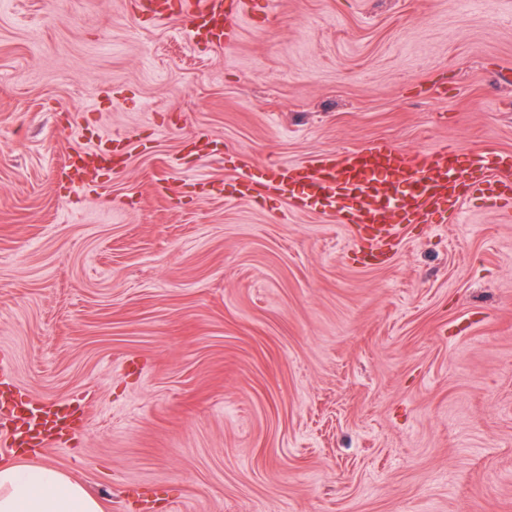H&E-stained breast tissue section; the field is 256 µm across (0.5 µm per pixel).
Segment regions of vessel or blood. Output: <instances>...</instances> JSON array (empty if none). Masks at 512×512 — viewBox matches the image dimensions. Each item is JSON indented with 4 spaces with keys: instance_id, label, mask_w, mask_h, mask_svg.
Returning a JSON list of instances; mask_svg holds the SVG:
<instances>
[{
    "instance_id": "1",
    "label": "vessel or blood",
    "mask_w": 512,
    "mask_h": 512,
    "mask_svg": "<svg viewBox=\"0 0 512 512\" xmlns=\"http://www.w3.org/2000/svg\"><path fill=\"white\" fill-rule=\"evenodd\" d=\"M246 0H183L181 23L192 36L233 48ZM264 185L277 196H312L339 223L353 225L369 260L390 253L405 224L454 221L467 201L484 198L512 208V155L484 150L479 161L454 145L406 153L386 142L318 158L305 168L269 164ZM59 412L34 416L24 445L47 447L70 429Z\"/></svg>"
}]
</instances>
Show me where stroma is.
Returning <instances> with one entry per match:
<instances>
[{
  "mask_svg": "<svg viewBox=\"0 0 512 512\" xmlns=\"http://www.w3.org/2000/svg\"><path fill=\"white\" fill-rule=\"evenodd\" d=\"M377 141L512 152V0H249L234 48L134 0H0V356L70 402L103 512H512V216L366 264L243 174ZM116 168L81 187L78 150Z\"/></svg>",
  "mask_w": 512,
  "mask_h": 512,
  "instance_id": "stroma-1",
  "label": "stroma"
}]
</instances>
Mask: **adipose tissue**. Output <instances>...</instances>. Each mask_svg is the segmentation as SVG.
I'll use <instances>...</instances> for the list:
<instances>
[{"instance_id":"ef3b65f1","label":"adipose tissue","mask_w":512,"mask_h":512,"mask_svg":"<svg viewBox=\"0 0 512 512\" xmlns=\"http://www.w3.org/2000/svg\"><path fill=\"white\" fill-rule=\"evenodd\" d=\"M0 512H101L99 501L49 466L0 467Z\"/></svg>"}]
</instances>
